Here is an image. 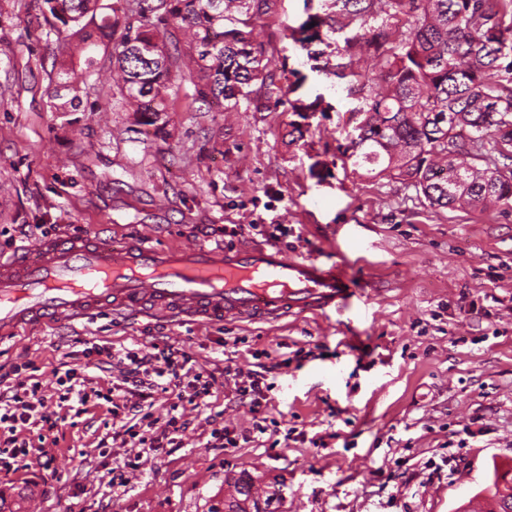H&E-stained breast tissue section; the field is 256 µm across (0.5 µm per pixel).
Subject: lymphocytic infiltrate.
Masks as SVG:
<instances>
[{
    "instance_id": "f902f5d3",
    "label": "lymphocytic infiltrate",
    "mask_w": 512,
    "mask_h": 512,
    "mask_svg": "<svg viewBox=\"0 0 512 512\" xmlns=\"http://www.w3.org/2000/svg\"><path fill=\"white\" fill-rule=\"evenodd\" d=\"M123 370L118 383L102 384L89 375L85 366L62 363L53 375L57 409H46L45 387L39 379L23 377L21 365L10 369L16 378L6 393H0V472L10 473L34 462L49 468L55 451L47 441L66 420L67 413L83 414L103 407L119 420L111 439L134 448L128 468H138L144 456L162 448H178L190 422L185 406L200 408L217 391L213 374L197 369L188 353L170 345L151 344L147 348L127 349L116 355ZM273 383L264 375L250 377L248 384L237 386L238 395L248 398L254 415L253 433L267 434V409ZM172 392L178 409L164 423L153 419L150 409L157 392Z\"/></svg>"
}]
</instances>
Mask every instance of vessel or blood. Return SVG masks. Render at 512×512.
<instances>
[{"label":"vessel or blood","instance_id":"1","mask_svg":"<svg viewBox=\"0 0 512 512\" xmlns=\"http://www.w3.org/2000/svg\"><path fill=\"white\" fill-rule=\"evenodd\" d=\"M340 266L272 247L158 249L149 239L54 238L0 257V334L30 321H69L101 306L212 320L341 311L354 296Z\"/></svg>","mask_w":512,"mask_h":512}]
</instances>
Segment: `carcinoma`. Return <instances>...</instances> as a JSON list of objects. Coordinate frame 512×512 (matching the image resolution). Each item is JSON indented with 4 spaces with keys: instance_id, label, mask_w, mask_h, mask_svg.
<instances>
[{
    "instance_id": "obj_1",
    "label": "carcinoma",
    "mask_w": 512,
    "mask_h": 512,
    "mask_svg": "<svg viewBox=\"0 0 512 512\" xmlns=\"http://www.w3.org/2000/svg\"><path fill=\"white\" fill-rule=\"evenodd\" d=\"M289 37L321 70L347 80L361 120L341 152L344 169L411 185L439 210L512 211V0H331ZM270 0H41L59 34L47 88L52 112H75L97 54L110 53L113 86L157 126L175 102L190 112L240 111L256 83L281 91L251 19ZM343 35L331 47L330 36ZM323 44L333 51H312ZM372 53L380 83L352 68ZM192 93H181L182 85ZM485 488L489 505L512 490V468Z\"/></svg>"
}]
</instances>
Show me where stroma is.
Listing matches in <instances>:
<instances>
[{
  "instance_id": "obj_1",
  "label": "stroma",
  "mask_w": 512,
  "mask_h": 512,
  "mask_svg": "<svg viewBox=\"0 0 512 512\" xmlns=\"http://www.w3.org/2000/svg\"><path fill=\"white\" fill-rule=\"evenodd\" d=\"M321 8L277 0L256 22L277 84L282 69L299 70L300 96L332 106L303 120L292 144L294 114L262 89L247 111L179 109L136 132L108 56L81 111H48L58 35L37 0H0V255L95 233L223 244L210 224L263 244L279 224L284 251L341 264L362 290L320 318L204 323L103 309L0 342V365L29 364L49 391L84 340L106 349L88 369L105 384L120 371L112 351L158 341L221 383L209 407L187 411L182 448L126 469L117 493L109 471L130 449L96 447L111 417L95 409L62 424L51 470L0 473V512H224L244 477L273 495L275 512H485L494 464H512V214L436 210L414 187L336 165L355 134L354 102L288 37ZM261 370L275 384L272 417L300 440L208 449L209 417L251 430L229 376Z\"/></svg>"
}]
</instances>
